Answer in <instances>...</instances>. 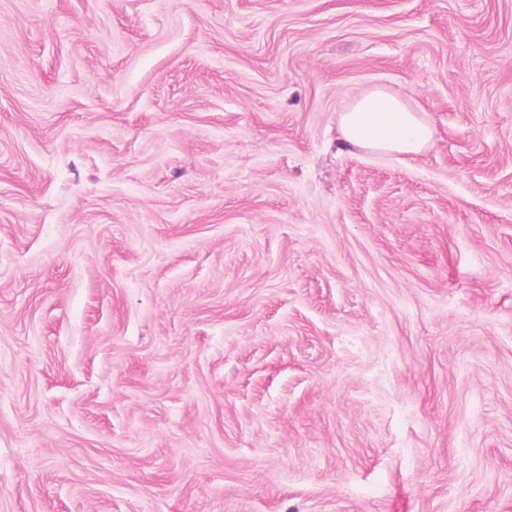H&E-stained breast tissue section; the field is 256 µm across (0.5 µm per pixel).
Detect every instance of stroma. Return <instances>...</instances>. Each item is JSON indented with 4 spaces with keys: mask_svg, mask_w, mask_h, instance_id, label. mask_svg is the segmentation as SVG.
Returning <instances> with one entry per match:
<instances>
[{
    "mask_svg": "<svg viewBox=\"0 0 512 512\" xmlns=\"http://www.w3.org/2000/svg\"><path fill=\"white\" fill-rule=\"evenodd\" d=\"M0 512H512V0H0ZM344 140L357 148L417 155L430 147L434 128L402 97L371 89L355 97L340 115Z\"/></svg>",
    "mask_w": 512,
    "mask_h": 512,
    "instance_id": "obj_1",
    "label": "stroma"
}]
</instances>
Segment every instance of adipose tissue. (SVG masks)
<instances>
[{
  "label": "adipose tissue",
  "mask_w": 512,
  "mask_h": 512,
  "mask_svg": "<svg viewBox=\"0 0 512 512\" xmlns=\"http://www.w3.org/2000/svg\"><path fill=\"white\" fill-rule=\"evenodd\" d=\"M344 140L357 148L417 155L430 147L434 128L402 97L371 89L355 97L340 115Z\"/></svg>",
  "instance_id": "1"
}]
</instances>
